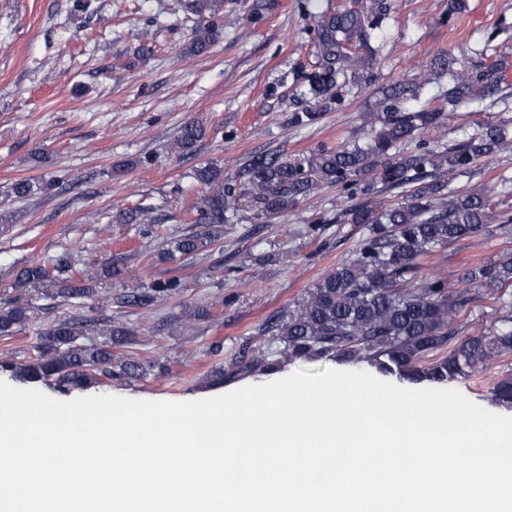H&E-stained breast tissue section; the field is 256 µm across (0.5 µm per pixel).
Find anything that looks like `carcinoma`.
Wrapping results in <instances>:
<instances>
[{"mask_svg":"<svg viewBox=\"0 0 512 512\" xmlns=\"http://www.w3.org/2000/svg\"><path fill=\"white\" fill-rule=\"evenodd\" d=\"M185 11L196 17L187 46L190 55H202L224 33V0H184ZM386 0H362L354 10L321 13L312 30L317 61L305 75L307 95L314 106L293 113L292 124H314L321 111L337 101V89L372 61L370 41L385 19ZM454 61L438 59L451 84L445 93L448 111L473 98L493 94L501 81L497 66L453 69ZM430 70L392 85L379 102V110L365 116L370 134L364 145H340L296 155L256 153L224 177L216 164L199 166L193 178L204 194L191 208L193 223L201 231L169 243L163 259L174 261L193 255L215 241L224 225L234 224L240 212L266 219L296 207L324 187H353L371 178L369 189L380 191L416 185L409 195L392 204L366 203L351 213V223L363 224L367 234L354 255L329 272L309 292L299 311L276 324L278 340L290 359L365 362L382 375L410 384L442 383L478 372L495 360L512 354V259L481 265L461 277L463 287L452 290L445 279L422 275V260L463 237L486 231L490 201L486 188L459 195L444 176L470 171L489 155L512 150V128L506 121L486 122L467 139L452 145L430 147L424 142L408 151L399 146L445 124L446 113L413 110L418 88L428 83ZM206 134L198 121L187 122L176 139L179 155L193 153ZM123 270L109 264L99 271L77 268L74 251L55 260L52 268L32 265L18 280L41 289L55 301L92 299L101 276L119 277ZM482 287L500 303L497 325L466 336L446 356L426 363L464 328L463 312L471 301L470 289ZM180 280L169 278L152 284L151 291L118 298L132 306H146L170 296ZM32 305L20 301L0 306V336H12L31 320ZM108 338L81 341L82 324L74 318L57 319L40 334L37 354L20 362L3 359L22 383L53 385L62 392L88 389L101 379H136L144 366L121 360L112 341L130 342L134 331L104 319ZM276 363L262 355L236 357L211 373L214 381L241 374H268ZM491 400L512 406V375L493 384Z\"/></svg>","mask_w":512,"mask_h":512,"instance_id":"carcinoma-1","label":"carcinoma"}]
</instances>
